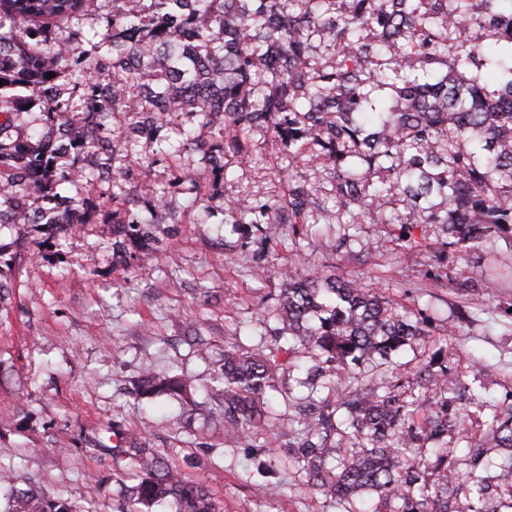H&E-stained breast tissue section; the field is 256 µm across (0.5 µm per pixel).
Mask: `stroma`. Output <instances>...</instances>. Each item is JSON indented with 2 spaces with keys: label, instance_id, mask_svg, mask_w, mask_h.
<instances>
[{
  "label": "stroma",
  "instance_id": "35a3bbf8",
  "mask_svg": "<svg viewBox=\"0 0 512 512\" xmlns=\"http://www.w3.org/2000/svg\"><path fill=\"white\" fill-rule=\"evenodd\" d=\"M113 148L137 172L136 210L149 218L153 192L171 179L168 162L155 160L146 141L131 149L118 135ZM287 163L262 136L256 164L225 175L203 170L212 195L187 183L174 189L179 210L158 225L151 250L116 246L111 206L86 207L102 189L83 182L72 189L82 203L71 231L0 224V283L9 290L0 302V467L35 476L76 512H118L128 473L107 449L115 431L131 430L205 485L221 512H338L334 500L312 494L282 449L272 461L280 495L257 498L247 448L207 417L219 400L217 353L234 343L275 350L287 271L341 274L423 309L430 347L453 342L465 383L499 398L512 393V325L494 309L512 303V252L460 254L433 224L415 228V245L404 247L394 242L396 224L367 222L353 232L301 224L263 242L225 224V198L279 192L275 169ZM463 265L473 279L495 278L494 296L465 300L443 286ZM487 365L496 373H484ZM148 369L185 375L191 400L135 398Z\"/></svg>",
  "mask_w": 512,
  "mask_h": 512
}]
</instances>
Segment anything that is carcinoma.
I'll return each mask as SVG.
<instances>
[{"instance_id": "cac0c4a2", "label": "carcinoma", "mask_w": 512, "mask_h": 512, "mask_svg": "<svg viewBox=\"0 0 512 512\" xmlns=\"http://www.w3.org/2000/svg\"><path fill=\"white\" fill-rule=\"evenodd\" d=\"M96 9V0H0V224L70 230L67 187L123 174L110 132L151 140L191 183L198 173L181 149L226 173L253 160L259 133L288 151L278 172L287 194L226 198V224L265 235L282 224H391L401 205V240L435 224L465 250L512 248V0H112L89 33ZM34 101L48 120L24 135ZM170 112L219 127L220 141L192 123L170 126ZM33 197L45 205L32 208ZM278 304L276 351L224 349V406L212 411L239 441L269 434L250 457L263 478L256 496L281 488L271 481L278 433L267 401L284 370L278 353L300 345L314 381L301 401L287 399L301 426L288 455L339 512H366L367 497L387 512H501L495 501H512V403L466 387L452 345L416 371L437 399L354 386L355 367L388 366L425 335L424 318L318 271L285 276ZM188 387L155 371L137 382L144 397ZM474 421L483 434L460 463L448 436ZM119 438L113 455L135 478L121 512L170 501L176 512H221L143 436ZM19 479L0 469L8 512H75Z\"/></svg>"}]
</instances>
